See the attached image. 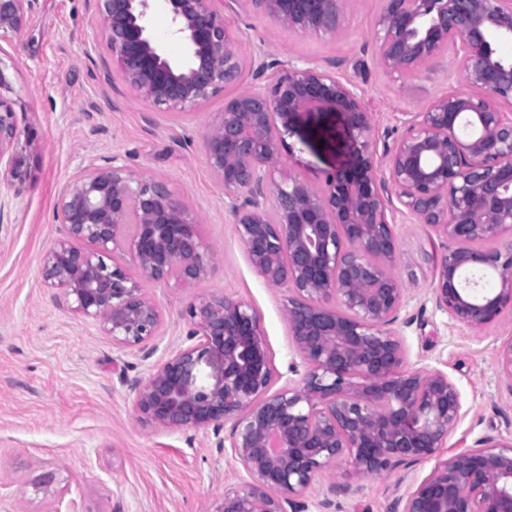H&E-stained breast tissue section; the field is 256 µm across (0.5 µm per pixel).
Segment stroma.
Segmentation results:
<instances>
[{
  "label": "stroma",
  "mask_w": 512,
  "mask_h": 512,
  "mask_svg": "<svg viewBox=\"0 0 512 512\" xmlns=\"http://www.w3.org/2000/svg\"><path fill=\"white\" fill-rule=\"evenodd\" d=\"M381 8V0H357L333 37L279 28L250 0H234L224 16L239 31L245 58L270 54L317 65L352 84L369 112L376 180L390 200L400 253L394 274L409 294L398 313L411 322L404 331L407 366L447 373L466 412L439 450L444 458L481 437L512 433V391L498 363L499 346L512 336V313L473 330L434 306V257L446 242L404 213L383 162L403 131L399 113L422 111L470 86L449 54L409 76L378 67ZM0 97L16 112V150L28 166L26 181L9 186L14 205L0 221V512H46L59 491L62 512H212L225 487L246 479L243 467L232 451L217 453L212 434L156 430L138 421L121 376L147 377L153 360L128 359L90 320L56 299L44 284L42 257L58 234L60 187L89 162L120 155L188 207L215 251L187 287H148L163 312L161 345L179 341L192 301L229 295L259 314L272 387L285 385L289 364L300 360L284 317L288 293L252 267L203 148L224 110V94L190 112L156 111L113 69L93 0H33L21 31L0 40ZM352 140L343 113L303 115L280 132L289 151L273 177L292 172L322 189L323 174L352 165ZM432 467L421 462L361 479V492L337 496L333 512H391L394 500ZM48 474L54 481L41 489Z\"/></svg>",
  "instance_id": "35a3bbf8"
}]
</instances>
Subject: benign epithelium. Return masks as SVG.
Returning <instances> with one entry per match:
<instances>
[{
  "label": "benign epithelium",
  "instance_id": "7a95c632",
  "mask_svg": "<svg viewBox=\"0 0 512 512\" xmlns=\"http://www.w3.org/2000/svg\"><path fill=\"white\" fill-rule=\"evenodd\" d=\"M29 2L0 0V39L18 34ZM150 2L95 0L113 67L130 89L160 112H183L239 85L245 60L224 0H165L186 48L182 60L154 42ZM251 2L280 27L330 35L351 6ZM383 2L376 47L383 70L414 74L453 46L471 86L404 120L387 168L407 213L451 243L436 259L435 308L466 327H485L512 310V249L473 248L512 238V0ZM252 66L267 82L224 100L204 151L252 266L289 292L285 317L304 370L291 365L299 379L270 392L260 317L222 294L190 303L185 339L164 350L147 379L125 375L122 383L138 419L152 428L210 430L222 453L221 432L231 424L230 448L250 480L224 490L212 512H307L302 497L323 468L336 463L360 478L430 461L465 412L448 374L406 367L403 339L391 328L406 294L393 274L398 247L361 96L314 65L263 56ZM319 109L345 113L355 163L327 173L320 192L292 175L275 182L280 128ZM19 136L12 104L0 98V167L21 183L27 170L13 151ZM57 220L59 236L43 258L46 285L111 337L112 347L151 358L163 314L143 284L182 287L210 256L191 213L163 183L114 156L63 186ZM476 268L500 276L501 288L481 286ZM498 362L512 389V336ZM393 512H512V435L484 436L437 461Z\"/></svg>",
  "mask_w": 512,
  "mask_h": 512
}]
</instances>
